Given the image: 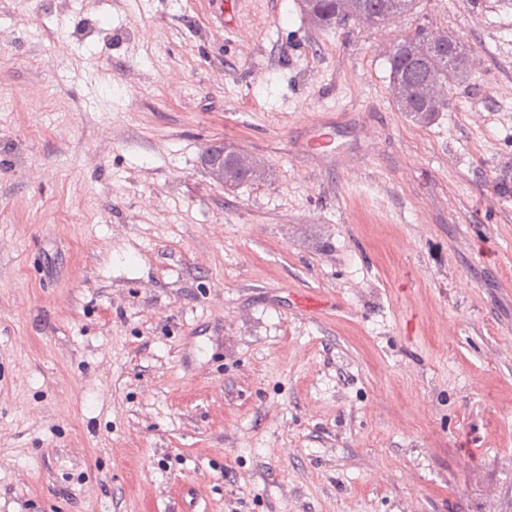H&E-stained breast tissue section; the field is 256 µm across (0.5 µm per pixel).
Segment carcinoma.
<instances>
[{
	"mask_svg": "<svg viewBox=\"0 0 512 512\" xmlns=\"http://www.w3.org/2000/svg\"><path fill=\"white\" fill-rule=\"evenodd\" d=\"M315 26L325 29L349 22L373 27L411 10L416 0H299ZM390 87L397 109L413 121L430 123L448 104L453 87L468 77L470 48L446 32H418L401 38L389 55ZM224 164V186L235 188L261 175L260 168L241 148L216 145L204 164Z\"/></svg>",
	"mask_w": 512,
	"mask_h": 512,
	"instance_id": "cac0c4a2",
	"label": "carcinoma"
}]
</instances>
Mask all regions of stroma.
<instances>
[{"mask_svg": "<svg viewBox=\"0 0 512 512\" xmlns=\"http://www.w3.org/2000/svg\"><path fill=\"white\" fill-rule=\"evenodd\" d=\"M0 512H512V0H0ZM472 49L425 125L419 30ZM337 116L344 165L297 152ZM265 165L215 183L214 143ZM301 10L321 29L349 22L373 27L410 11L416 0H299ZM470 48L447 32L402 37L389 55L390 87L398 112L430 123L448 104L453 87L468 77Z\"/></svg>", "mask_w": 512, "mask_h": 512, "instance_id": "stroma-1", "label": "stroma"}]
</instances>
